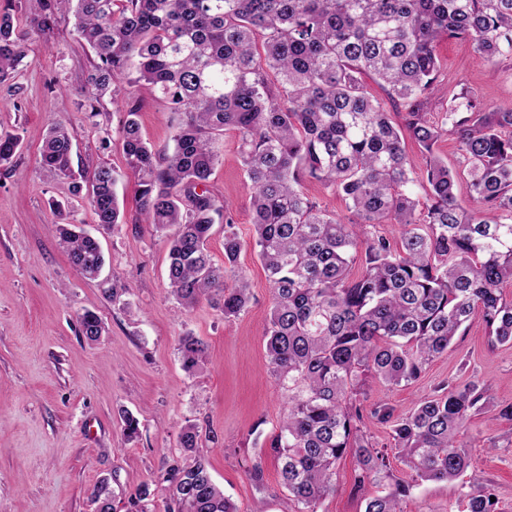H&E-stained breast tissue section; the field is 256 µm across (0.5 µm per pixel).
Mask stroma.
Instances as JSON below:
<instances>
[{"label": "stroma", "instance_id": "obj_1", "mask_svg": "<svg viewBox=\"0 0 512 512\" xmlns=\"http://www.w3.org/2000/svg\"><path fill=\"white\" fill-rule=\"evenodd\" d=\"M437 54L436 103L464 88L487 106L512 102L511 59L476 60L460 38L443 41ZM92 58L69 15L51 38L32 37L16 77L20 93L0 84V133L20 138L12 172L0 168V512H94L89 493L104 477L124 498L177 452L188 424L198 425L212 476L239 512H282L278 464L261 446L277 430L286 397L270 376L261 335L271 289L253 249L251 193L237 137L228 131L220 138L209 183L232 205L233 229L244 242L237 266L252 294L248 310L228 321L211 300L184 310L172 297L170 233L147 224L135 200L136 179L124 167L118 130L125 114L106 96L98 119L90 120L76 92ZM132 92L141 105L143 139L158 151L171 148L174 113L147 86ZM57 124L72 135L73 173L99 164L119 172L122 222L114 229L96 224L87 193H75L70 177L42 168L43 142ZM53 200L98 238L104 255L98 277L85 278L71 263L49 207ZM116 288L124 291L117 303ZM87 311L105 326L93 343L78 331L77 316ZM188 332L208 346L192 373L177 351ZM470 380L486 384L497 406L512 404V344L489 347L478 321L416 382L389 387L369 380L368 401L387 404L402 417L442 384ZM127 412L140 421V436L132 441L124 434ZM465 441L499 512H512V422L472 416ZM256 462L263 468L259 486L249 475ZM355 468L353 457L340 461L336 490L322 512H364L378 489L356 488ZM402 508L465 512L466 502L460 482H428Z\"/></svg>", "mask_w": 512, "mask_h": 512}]
</instances>
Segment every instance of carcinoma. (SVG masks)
I'll list each match as a JSON object with an SVG mask.
<instances>
[{
	"label": "carcinoma",
	"mask_w": 512,
	"mask_h": 512,
	"mask_svg": "<svg viewBox=\"0 0 512 512\" xmlns=\"http://www.w3.org/2000/svg\"><path fill=\"white\" fill-rule=\"evenodd\" d=\"M73 13L80 41L97 61L83 105L107 92L124 108L119 128L126 168L137 178V204L155 229L177 226L168 253L170 293L183 309L222 301L224 318L246 311L247 280L236 266L243 242L230 229L232 207L208 188L219 156L216 140L232 130L251 191L253 239L272 291L263 329L271 373L288 392L277 431L264 451L277 461L287 491L284 512H321L334 491L336 464L356 460L354 485L381 491L364 512H403L423 482L454 481L474 468L463 435L471 416L491 410L489 389L448 384L393 419L377 405L371 417L391 424L392 448L364 431L365 386L417 381L434 358L452 351L474 319L489 342L512 344V103L487 108L462 90L436 121L439 41L463 38L476 57L512 56V0H31L25 26L0 11V83L29 53L31 35H51ZM369 76L401 106L399 123L367 89ZM145 83L179 114L173 148L160 153L141 137L138 102L122 82ZM419 147L410 156L404 136ZM454 135L464 169L435 152ZM19 138L0 134V167L10 169ZM72 138L51 128L44 168L71 175ZM466 180L470 205L457 197ZM317 181L348 204L345 222L303 190ZM96 223H122L117 175L105 165L89 175ZM427 184L425 201L414 185ZM224 213V265L207 244ZM382 224L400 227L395 241ZM72 264L87 278L104 257L96 238L59 228ZM237 279L229 287L225 278ZM81 334L105 328L92 312ZM178 351L185 370L203 362L205 343L187 333ZM198 430L183 427V453L157 479L129 493L124 512H238L214 482ZM395 453L409 475L395 474ZM481 484L465 494L467 512H498ZM95 512H114L108 479L90 490Z\"/></svg>",
	"instance_id": "cac0c4a2"
}]
</instances>
